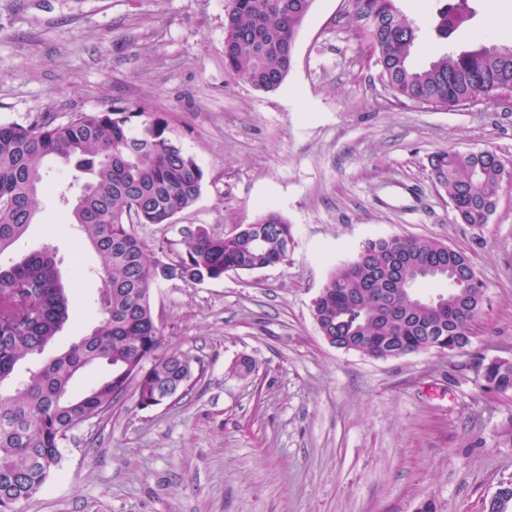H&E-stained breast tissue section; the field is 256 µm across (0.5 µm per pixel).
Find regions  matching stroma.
Instances as JSON below:
<instances>
[{
    "mask_svg": "<svg viewBox=\"0 0 512 512\" xmlns=\"http://www.w3.org/2000/svg\"><path fill=\"white\" fill-rule=\"evenodd\" d=\"M447 0H396L411 56L512 45V0H471L445 35ZM229 0H0V124L145 109L205 172L175 225H141L149 251L183 250L181 227L233 232L269 209L291 225L286 260L202 284L152 287L164 348L195 379L150 411L127 389L69 432L22 512H482L512 481V392L482 364L512 361V189L487 224L455 217L435 183L441 150L497 152L512 168V97L454 108L396 101L378 79L350 0H314L291 69L266 92L224 67ZM51 188L14 253L53 249L83 330L100 318L99 254ZM416 235L465 251L486 285L471 342L374 359L330 346L312 305L368 239ZM252 372H238L241 361Z\"/></svg>",
    "mask_w": 512,
    "mask_h": 512,
    "instance_id": "obj_1",
    "label": "stroma"
}]
</instances>
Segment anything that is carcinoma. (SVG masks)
<instances>
[{
    "instance_id": "cac0c4a2",
    "label": "carcinoma",
    "mask_w": 512,
    "mask_h": 512,
    "mask_svg": "<svg viewBox=\"0 0 512 512\" xmlns=\"http://www.w3.org/2000/svg\"><path fill=\"white\" fill-rule=\"evenodd\" d=\"M313 0H230L224 24V66L252 86L278 89L290 71L298 30ZM352 22L377 55L379 79L398 100L452 108L478 93L512 86V46L449 53L427 67L409 58L415 29L395 0H352ZM468 0L440 12L439 30L466 21ZM138 122H133V119ZM57 159L86 176L72 204L84 238L101 256L100 318L50 361L37 360L70 319L69 297L54 254L31 251L0 261V512H19L60 461L75 427L102 415L137 376V405L152 410L179 393L194 374L181 352L158 354L163 336L151 284L218 280L230 271L282 263L293 241L276 210L230 234L204 225L181 230L184 249L171 258L148 253L142 224L169 225L201 195L204 170L140 112L112 110L65 124L42 116L30 125L0 124V256L15 249L38 210L46 163ZM431 172L463 224L481 227L496 209L512 172L490 150L442 151ZM438 284L448 292L421 299L413 289ZM485 285L462 251L432 237L369 240L335 266L312 308L330 345L363 355L397 358L422 350L455 351L470 342ZM106 367L85 390L71 383L84 368ZM486 386L512 392V362L484 367Z\"/></svg>"
}]
</instances>
